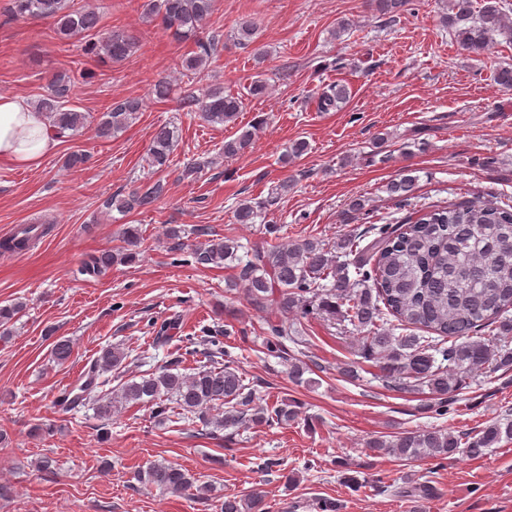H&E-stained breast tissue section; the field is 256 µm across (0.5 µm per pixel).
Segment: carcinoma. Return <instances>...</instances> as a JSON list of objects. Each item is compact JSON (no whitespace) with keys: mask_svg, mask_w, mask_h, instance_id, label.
Segmentation results:
<instances>
[{"mask_svg":"<svg viewBox=\"0 0 512 512\" xmlns=\"http://www.w3.org/2000/svg\"><path fill=\"white\" fill-rule=\"evenodd\" d=\"M449 10L441 16L456 44L463 50L483 54L496 37L512 41V20L500 0H447ZM214 0H143V12L158 18L163 28L177 39L195 36L206 24ZM10 13L16 18L50 19L58 40L69 42L93 33L97 41L85 45V51L119 63L136 49V36L117 30H101L100 16L93 9L73 10L66 0H11ZM257 24L240 23L234 36L247 47L255 42ZM221 34L214 31L197 50L182 59L184 70L195 75L218 54ZM72 91L71 76L57 73L48 92L35 104L47 116L58 138H68L87 122L86 114L67 108ZM349 97L347 86L336 83L322 92L319 109L327 112ZM183 109L198 112L204 121L224 124L235 121L242 111V99L224 94L219 88L200 96L192 92L181 98ZM142 109L137 98L115 103L95 127L96 136L110 139L124 131ZM255 130H245L224 142V157H233L250 147ZM173 132L158 128L149 148L150 165L158 170L167 166ZM417 177L400 175L387 185V191L403 201L411 199ZM163 192L161 181L138 187L125 197L106 202L119 212H131L152 206ZM270 200H244L234 211L238 224H255L262 218ZM46 233L38 224H27L10 239L0 243L4 251H23L32 240ZM141 244L140 234L128 227L122 246L104 249L88 256L80 266L81 274L100 276L118 262L135 258ZM240 245L232 237L211 239L194 249L199 264L237 269L235 284L243 290L252 306L263 311L275 304L284 313L298 310L316 314L331 323H347L359 334L358 354L378 368L380 378L390 388L409 391L417 384L428 387L442 401L448 392L487 365L512 369V206L492 199H467L447 205H430L416 211L391 231L366 244L349 234L338 239L334 249L306 239L290 245L266 244L251 249L249 259L238 256ZM354 255L349 260L347 256ZM346 260H341V257ZM23 309L13 303L0 307V335H8V325ZM177 321L153 324L154 343L160 346L172 339ZM424 329L427 336L406 330ZM403 329L405 333L395 334ZM270 351L288 357V374L297 383L311 371L306 362L287 355L286 342H296L294 330L283 323L271 325ZM492 333L489 338L480 336ZM124 352L109 348L84 370V381L67 389L55 402L71 408L83 401L92 403L98 417L110 420L123 406L150 403L157 417L166 415L173 402L183 414L204 427L237 428L246 422L267 423L270 417L262 409L250 410V388L238 373L234 361L221 366H203L191 375H183L165 366L160 372L142 375L103 395L95 394L100 373L121 365ZM299 403L284 399L274 409L279 423L298 417ZM224 409L223 415L211 412ZM512 439V419L494 421L465 438L436 428L412 430L390 439L375 437L366 442L373 452L400 461L445 460L459 452L479 458L502 440ZM138 482L157 486L176 496H192L207 490L187 470L172 463H152L136 474ZM220 512H267L259 492L245 497L229 496Z\"/></svg>","mask_w":512,"mask_h":512,"instance_id":"cac0c4a2","label":"carcinoma"}]
</instances>
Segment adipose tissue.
<instances>
[{
	"mask_svg": "<svg viewBox=\"0 0 512 512\" xmlns=\"http://www.w3.org/2000/svg\"><path fill=\"white\" fill-rule=\"evenodd\" d=\"M56 145L43 113L23 98L0 95V160L35 168Z\"/></svg>",
	"mask_w": 512,
	"mask_h": 512,
	"instance_id": "obj_1",
	"label": "adipose tissue"
}]
</instances>
